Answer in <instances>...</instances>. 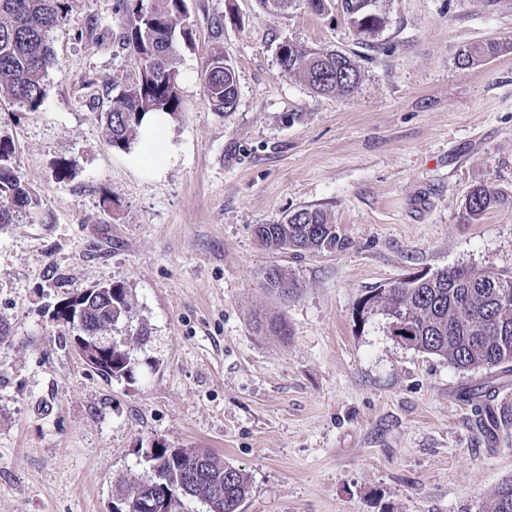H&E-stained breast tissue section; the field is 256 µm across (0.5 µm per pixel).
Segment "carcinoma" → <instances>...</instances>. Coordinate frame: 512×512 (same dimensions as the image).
Wrapping results in <instances>:
<instances>
[{
	"label": "carcinoma",
	"instance_id": "cac0c4a2",
	"mask_svg": "<svg viewBox=\"0 0 512 512\" xmlns=\"http://www.w3.org/2000/svg\"><path fill=\"white\" fill-rule=\"evenodd\" d=\"M279 10L301 5L321 15L330 0H266ZM341 10L361 34H374L385 27L381 0H340ZM67 0H0V100L28 112H36L46 97L47 78L56 59L49 33L66 13ZM124 18L121 37L138 69L136 80L118 86L104 113L106 142L127 152L138 139L144 117L164 112L176 119L183 112L180 95V52L194 46L187 0H119ZM512 44L485 43L465 47L457 63L469 68ZM282 69L304 81L320 95H345L354 91L360 73L352 57L336 49H304L280 46ZM206 97L214 111L229 115L236 106L238 86L233 66L224 52L211 53L201 73ZM16 146L9 132L0 129V228L39 211L41 197L17 175ZM512 209L508 197L486 185L474 187L466 197L465 211L478 221L490 209ZM256 237L273 251L305 250L331 252L343 245L330 215L321 208L302 207L286 214L276 224H259ZM267 290L282 297L298 293V282L284 270L264 272ZM81 328L85 336H100L119 322L131 318L128 289L117 282L95 285L83 301ZM367 308L382 307L391 319V333L409 349L442 357L455 368L472 370L512 366V275L456 266L430 276L405 278L380 288L364 299ZM134 362L124 343H112V356L95 372L107 381L129 379ZM155 478L134 482L120 494L121 512H143L149 495L167 501L163 512H179L182 500L165 498V490L188 489V497L204 502L213 498L214 485L224 486V510L239 512L249 492L243 470L203 448H171L159 443L151 449ZM490 512H512V481L501 486Z\"/></svg>",
	"mask_w": 512,
	"mask_h": 512
}]
</instances>
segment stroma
Instances as JSON below:
<instances>
[{"instance_id":"obj_1","label":"stroma","mask_w":512,"mask_h":512,"mask_svg":"<svg viewBox=\"0 0 512 512\" xmlns=\"http://www.w3.org/2000/svg\"><path fill=\"white\" fill-rule=\"evenodd\" d=\"M117 4L68 0L42 107L0 106L42 201L0 228V512H109L120 482L151 478L144 453L159 441L245 470L243 512H485L512 480V374L406 348L361 303L450 267L512 272V209L465 213L475 185L512 195V52L457 64L465 45L512 42V0H383L370 43L337 8L188 0L184 112L153 175L99 120L103 80L137 72ZM285 42L351 55L358 88L312 92L281 69ZM216 46L238 84L227 116L201 82ZM305 206L330 214L344 248L259 244L256 225ZM275 266L299 296L263 288ZM107 281L150 331L130 346V380L101 378L51 318ZM263 318L287 335L259 331ZM478 384L494 405L485 427L460 396Z\"/></svg>"}]
</instances>
